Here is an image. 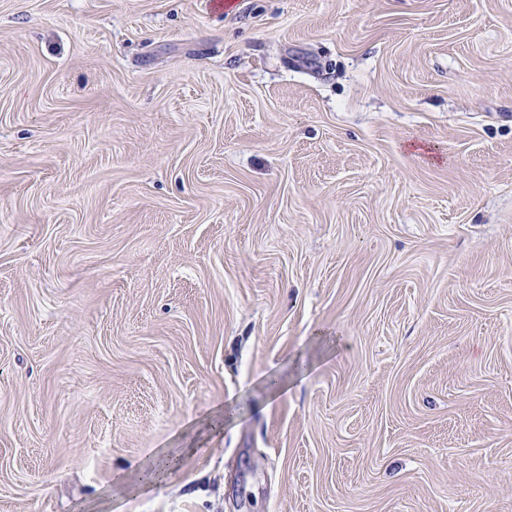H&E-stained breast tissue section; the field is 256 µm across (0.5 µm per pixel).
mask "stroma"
<instances>
[{
  "label": "stroma",
  "mask_w": 512,
  "mask_h": 512,
  "mask_svg": "<svg viewBox=\"0 0 512 512\" xmlns=\"http://www.w3.org/2000/svg\"><path fill=\"white\" fill-rule=\"evenodd\" d=\"M0 512H512V0H0Z\"/></svg>",
  "instance_id": "1"
}]
</instances>
